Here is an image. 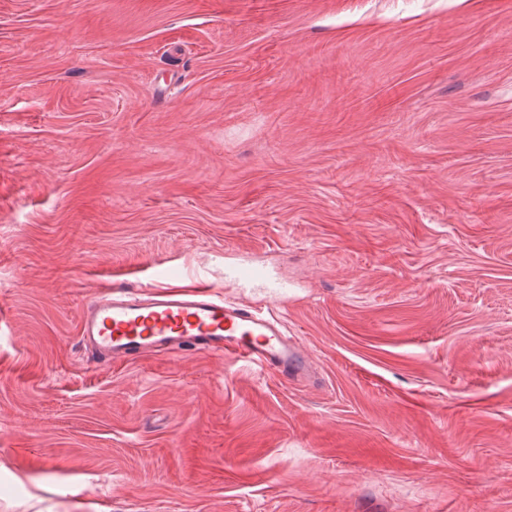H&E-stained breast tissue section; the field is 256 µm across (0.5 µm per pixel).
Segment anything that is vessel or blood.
Masks as SVG:
<instances>
[{
    "label": "vessel or blood",
    "mask_w": 512,
    "mask_h": 512,
    "mask_svg": "<svg viewBox=\"0 0 512 512\" xmlns=\"http://www.w3.org/2000/svg\"><path fill=\"white\" fill-rule=\"evenodd\" d=\"M224 290L203 282L192 290L138 293L112 287L88 301L80 318V342L98 361L127 362L148 354L208 350L296 380L309 368L302 343L287 333L275 307L287 303L286 285L263 265H224ZM229 288H259L274 307L263 310L226 296Z\"/></svg>",
    "instance_id": "obj_1"
}]
</instances>
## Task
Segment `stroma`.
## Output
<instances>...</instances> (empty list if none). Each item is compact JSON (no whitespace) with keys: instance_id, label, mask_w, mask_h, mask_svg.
<instances>
[{"instance_id":"obj_1","label":"stroma","mask_w":512,"mask_h":512,"mask_svg":"<svg viewBox=\"0 0 512 512\" xmlns=\"http://www.w3.org/2000/svg\"><path fill=\"white\" fill-rule=\"evenodd\" d=\"M243 258L311 380L91 365ZM0 308V512H512V0H0ZM224 288H259L270 302L288 303L289 289L272 281L263 265L249 261L225 262Z\"/></svg>"}]
</instances>
